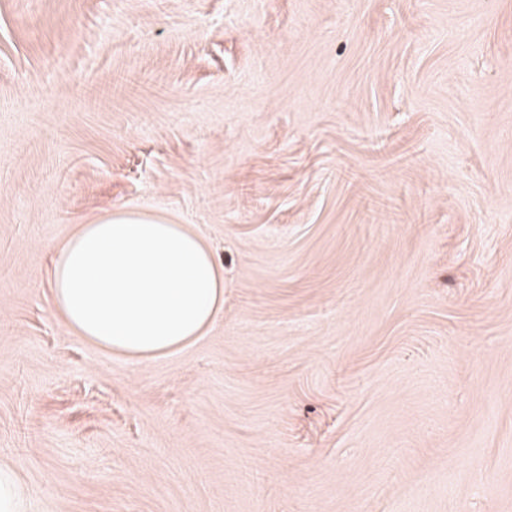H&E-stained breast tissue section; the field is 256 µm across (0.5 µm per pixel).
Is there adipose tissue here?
I'll return each mask as SVG.
<instances>
[{
  "label": "adipose tissue",
  "mask_w": 512,
  "mask_h": 512,
  "mask_svg": "<svg viewBox=\"0 0 512 512\" xmlns=\"http://www.w3.org/2000/svg\"><path fill=\"white\" fill-rule=\"evenodd\" d=\"M51 287L72 330L135 359L185 348L224 305V278L187 225L118 211L79 225Z\"/></svg>",
  "instance_id": "adipose-tissue-1"
}]
</instances>
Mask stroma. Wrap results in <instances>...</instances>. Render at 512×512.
<instances>
[{
	"mask_svg": "<svg viewBox=\"0 0 512 512\" xmlns=\"http://www.w3.org/2000/svg\"><path fill=\"white\" fill-rule=\"evenodd\" d=\"M224 306L59 314L107 211ZM0 465L30 512H512V0H0ZM51 288L72 330L135 359L185 348L224 305V278L186 224L118 211L79 225L57 252Z\"/></svg>",
	"mask_w": 512,
	"mask_h": 512,
	"instance_id": "1",
	"label": "stroma"
}]
</instances>
